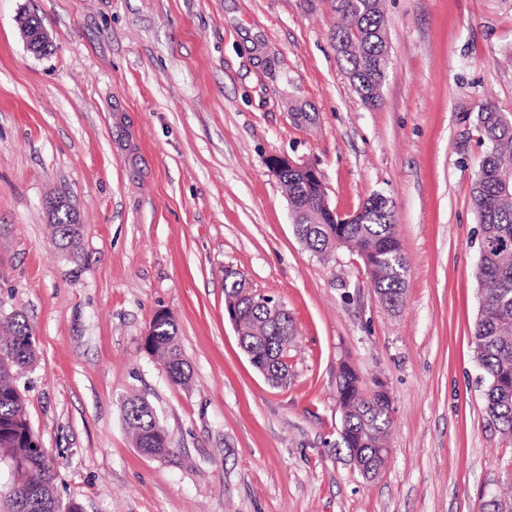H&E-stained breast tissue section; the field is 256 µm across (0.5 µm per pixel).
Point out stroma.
I'll return each mask as SVG.
<instances>
[{"mask_svg":"<svg viewBox=\"0 0 512 512\" xmlns=\"http://www.w3.org/2000/svg\"><path fill=\"white\" fill-rule=\"evenodd\" d=\"M27 14L46 54L24 43ZM385 21L369 106L336 63L332 0H0V319L22 314L36 338L17 384L63 510L482 512L512 484L474 358L470 200V113L484 99L512 113V0H385ZM274 156L315 166L337 212L392 200L399 309L356 254L300 242ZM57 196L79 214L75 260L44 209ZM228 268L291 316L287 385L242 350ZM160 311L188 384L144 347ZM346 363L393 408L371 479L340 445ZM134 397L166 454L136 447ZM126 424L132 430L136 447L146 455L168 450L167 435L151 406L143 399H130L124 406Z\"/></svg>","mask_w":512,"mask_h":512,"instance_id":"35a3bbf8","label":"stroma"}]
</instances>
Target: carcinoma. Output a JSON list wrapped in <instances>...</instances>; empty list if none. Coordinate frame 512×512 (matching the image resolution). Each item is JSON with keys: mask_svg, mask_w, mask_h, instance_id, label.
Listing matches in <instances>:
<instances>
[{"mask_svg": "<svg viewBox=\"0 0 512 512\" xmlns=\"http://www.w3.org/2000/svg\"><path fill=\"white\" fill-rule=\"evenodd\" d=\"M338 23L333 31L339 46L336 63L346 77L361 82L366 76L379 79L370 101L380 99L389 66L384 39L382 0H333ZM473 126L486 150L477 164L470 198L481 230L478 275L486 285L472 339L475 357L487 376L485 409L499 431L512 437V114L499 111L488 101L472 110ZM288 200L295 207L294 232L310 251L326 258L338 247L357 252L372 287L391 308L403 302L407 263L398 241L393 215L384 208L379 194L371 195L359 208L356 219L336 220L317 208V187L290 173L283 181ZM60 245L73 259L79 257L78 231L68 224L53 225ZM249 290L246 279L224 274V296L230 301ZM293 323L288 313L273 312L272 305L242 300L239 344L268 371L269 380L288 383V350L293 341ZM145 348L165 365L177 385L189 381L188 363L177 344L170 314L156 315L145 337ZM8 354L9 366H0V459L14 464L9 500L11 512H55V474L49 456L37 451L38 438L27 417L25 400L15 383L14 372L32 365L36 339L24 316L15 314L0 321V351ZM336 390L342 406L341 441L351 458L362 465L361 474L374 477L389 454L386 436L392 424L388 392L378 385L369 394L349 364L341 367ZM126 424L136 447L146 455L168 450L167 435L151 406L130 399L124 406Z\"/></svg>", "mask_w": 512, "mask_h": 512, "instance_id": "cac0c4a2", "label": "carcinoma"}]
</instances>
